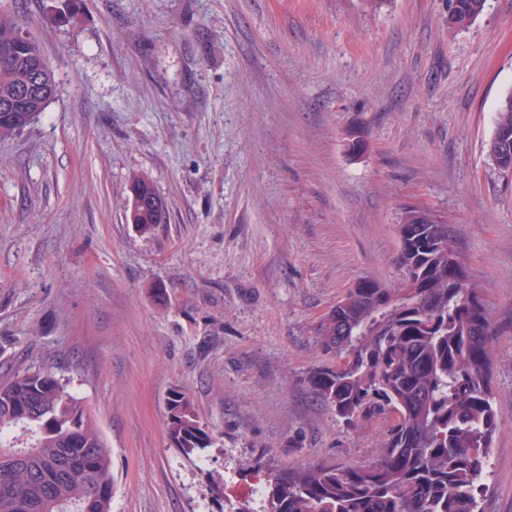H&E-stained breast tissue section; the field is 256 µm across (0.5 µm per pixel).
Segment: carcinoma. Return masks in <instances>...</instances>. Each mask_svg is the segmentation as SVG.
Masks as SVG:
<instances>
[{"mask_svg": "<svg viewBox=\"0 0 512 512\" xmlns=\"http://www.w3.org/2000/svg\"><path fill=\"white\" fill-rule=\"evenodd\" d=\"M486 0H448V23L465 28ZM25 31L0 10V140L16 134L5 104L37 81L26 111L41 115L58 89L36 42L13 47ZM488 159L512 174V91L498 103ZM131 189L148 203L133 220L144 233L162 223L153 184ZM402 279L389 286L363 278L316 327L333 362L306 383L336 419L356 428L388 422L374 458L362 466L313 467L269 476L261 510L238 512H476L497 428L491 396L496 326L454 246L448 224L421 207L395 227ZM166 430L190 456L210 447L192 398L168 391ZM112 452L96 420L45 368L0 382V512H112Z\"/></svg>", "mask_w": 512, "mask_h": 512, "instance_id": "1", "label": "carcinoma"}]
</instances>
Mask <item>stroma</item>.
<instances>
[{"instance_id":"1","label":"stroma","mask_w":512,"mask_h":512,"mask_svg":"<svg viewBox=\"0 0 512 512\" xmlns=\"http://www.w3.org/2000/svg\"><path fill=\"white\" fill-rule=\"evenodd\" d=\"M1 9L59 89L0 140V381L35 366L67 382L112 450V512H235L270 472L371 460L382 421L345 426L306 376L345 290L399 282L408 206L447 221L497 328L478 512H512V176L487 159L512 0L461 30L448 0ZM135 175L166 206L147 234L129 221ZM173 388L212 432L203 453L168 438Z\"/></svg>"}]
</instances>
